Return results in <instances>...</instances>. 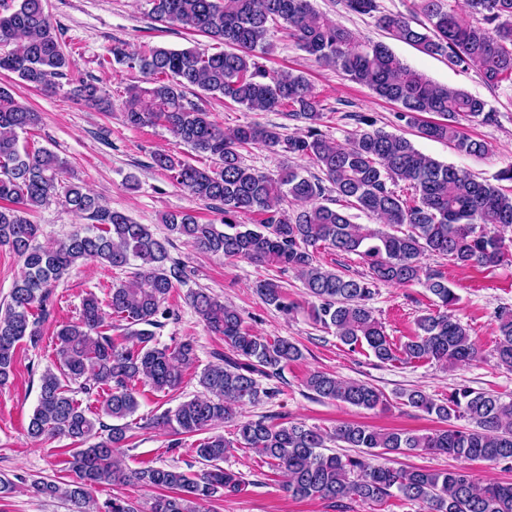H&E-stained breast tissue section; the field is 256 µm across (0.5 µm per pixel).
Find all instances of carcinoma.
<instances>
[{
  "label": "carcinoma",
  "mask_w": 512,
  "mask_h": 512,
  "mask_svg": "<svg viewBox=\"0 0 512 512\" xmlns=\"http://www.w3.org/2000/svg\"><path fill=\"white\" fill-rule=\"evenodd\" d=\"M159 22L201 32L224 50L206 55L195 49L148 48L131 51L112 45L111 58L100 65L123 66L142 74L146 86L131 85L123 117L133 127L161 125L213 166L199 168L166 152L152 156L163 171L192 197L221 206L222 224H202L190 212L163 216L168 236L160 238L145 224L103 205L78 182L63 178L68 164L57 154L19 145L20 134L39 123V113L0 86V246L23 258V271L10 299L0 308V385L8 382L18 345L40 341V317L47 314L52 288L79 262L123 269L138 262L130 279L112 284L107 305L126 321L121 339L108 334L98 298L83 301L77 321L56 333L53 366L40 376L37 405L27 431L40 440L65 437L79 445L68 461L70 480L58 485L34 480L38 496L61 500L68 512H137L124 497L99 506L91 491L126 483L156 489L150 512H199L198 506L224 493L242 491L244 481L220 466L235 448H250L283 472L293 498L333 502L356 497L381 505L398 496L418 501L427 512H512V483L475 482L464 468L404 469L375 464L372 458L403 451H427L455 459L512 462V399L468 387L435 399L420 389L403 394L406 405L434 415L448 426L430 433L382 431L342 423L329 439L366 456L325 453L327 437L301 422L274 423L266 417L242 419L237 408L254 404L277 390L259 378H276L302 351L295 343L259 336L243 325L238 312L209 293L191 294V304L210 330L224 338L233 356L204 368V394L153 416L155 428L178 435H198L225 422L235 423V438L214 434L199 440L195 454L203 469L126 468L115 449L127 439L129 423L140 406L137 384L157 392L180 385L197 361L193 340L171 349L159 345L155 329L170 317L165 302L185 266L171 258V237L183 238L202 253L247 259L292 270L315 299L312 317L349 346H367L385 363L401 352L406 359L468 364L478 357L470 329L455 314L459 295L437 270L423 265L430 253L458 266L497 267L512 260L501 229L512 226V190L478 181L464 170L420 152L403 135L375 127L356 113L362 130L345 143L320 129L325 117L309 80L290 70L271 72L257 58L270 49L271 28L280 26L298 48L349 80L367 87L399 108V120L422 136L446 141L465 155L482 156L488 145L464 132L463 123L494 124L498 115L467 92L436 83L403 63L384 42L356 36L327 20L311 0H149ZM349 13L376 17L394 40L454 66L475 68L490 87L512 84V0H465L475 21L462 16L457 0H414L412 15L379 13L377 0H342ZM0 70L36 87L69 86L67 93L105 110L112 109L107 90L74 71V60L60 49L56 29L43 0H17L0 14ZM221 94L252 112H285L300 123L293 133L255 123L226 133L208 113L189 100L185 90ZM262 145L308 160L321 175L304 176L292 166L277 176L244 164L242 151ZM336 201L380 220L382 230L357 224L352 216L328 205ZM61 197L85 223L52 247L38 243L39 225L29 215ZM288 202L292 210L282 207ZM255 214L252 224L237 218ZM353 253L368 274L345 277L317 260L319 249ZM420 285L434 297L436 311L420 317L418 332L395 347L369 300L376 283ZM268 305L289 309L282 287L271 279L256 285ZM497 364L512 371V312L497 316ZM86 380L102 391L97 412L82 407L71 385ZM304 386L319 398L375 410L386 404L382 392L363 381L326 372L308 375ZM90 387V388H92ZM90 388L79 386L85 393ZM110 418L108 425L103 418Z\"/></svg>",
  "instance_id": "1"
}]
</instances>
